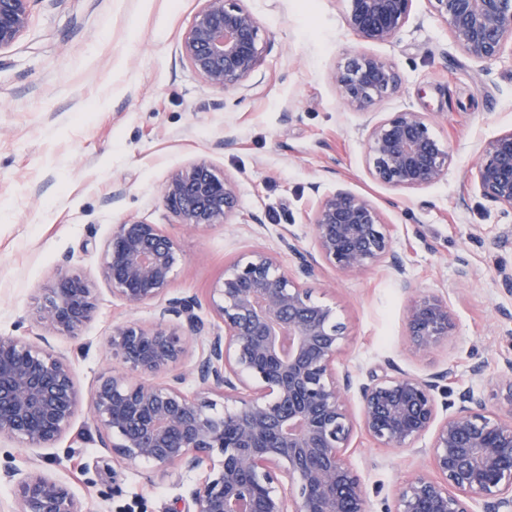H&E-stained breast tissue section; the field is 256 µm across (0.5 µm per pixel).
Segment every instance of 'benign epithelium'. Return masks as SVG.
Wrapping results in <instances>:
<instances>
[{
  "label": "benign epithelium",
  "mask_w": 512,
  "mask_h": 512,
  "mask_svg": "<svg viewBox=\"0 0 512 512\" xmlns=\"http://www.w3.org/2000/svg\"><path fill=\"white\" fill-rule=\"evenodd\" d=\"M34 0H0V49L27 28ZM245 0H204L184 33L181 53L213 89L232 92L260 65L261 24ZM413 0H347V27L368 42H390L408 22ZM463 54L498 56L512 34V0H429ZM331 79L343 104L367 117L365 157L377 183L418 191L441 181L452 160L447 143L421 112L376 120L370 107L398 91L400 79L383 57L356 53ZM480 194L512 212V132L487 140L474 175ZM161 196L187 232L228 224L236 213L235 181L205 158L167 176ZM316 254L288 244L295 269L254 250L224 269L210 305L223 323L205 337L199 384L233 412L184 389L171 371L186 337L170 327L182 319L195 334L204 324L192 297L173 298L145 327L115 328L110 344L120 369L98 381L90 412L96 431L112 438V458L130 468L149 461L203 475L167 512H370L367 491L348 456L356 430L384 448L411 449L432 433L429 454L439 478L421 470L399 487L396 512H512V379L489 396L453 392L454 371L425 376L369 372L359 385L360 408L349 407V375L336 374L346 327L336 311L313 299L302 279L324 262L357 277L386 262L410 291L406 324L421 350L453 335L447 300L413 289L393 249L389 225L370 199L345 188L320 197L310 217ZM186 258L157 224L127 218L103 248L102 276L127 307L162 298ZM95 310L93 285L62 271L37 310L46 328L73 333ZM450 384L448 414L438 417L436 391ZM80 401L73 368L61 353L26 337H0V441L48 447L71 428ZM14 512H84L64 484L30 469L17 483Z\"/></svg>",
  "instance_id": "7a95c632"
}]
</instances>
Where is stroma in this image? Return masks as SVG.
<instances>
[{
	"instance_id": "stroma-1",
	"label": "stroma",
	"mask_w": 512,
	"mask_h": 512,
	"mask_svg": "<svg viewBox=\"0 0 512 512\" xmlns=\"http://www.w3.org/2000/svg\"><path fill=\"white\" fill-rule=\"evenodd\" d=\"M259 19L265 53L238 90L209 87L181 54V39L202 0H34L26 31L0 50V336H24L64 353L81 401L70 430L53 446L0 443V512H10L14 477L31 461L66 484L84 512H163L199 475L149 463L119 466L90 420L98 377L118 367L113 330L151 325L155 304L137 309L114 297L101 275L112 228L132 216L173 236L186 257L169 296L195 297L206 328L224 269L255 250L294 259L282 244L314 251L309 217L318 198L343 186L383 211L413 288L447 299L456 329L429 351L405 324L408 291L386 268L346 278L320 265L314 296L346 326L340 367L354 382L392 361L426 375L454 366L458 388L489 393L512 357V214L484 198L474 180L482 141L512 131V36L490 60L467 58L429 0H413L393 41L370 43L347 27L343 0H245ZM385 58L401 84L373 110L428 117L452 161L439 183L401 192L376 183L365 161L360 114L344 108L331 74L349 53ZM207 158L238 184L230 223L184 231L164 205L169 172ZM469 276H461L459 259ZM96 288L91 318L73 334L34 317L58 269ZM380 448L355 432L349 458L371 512H394L407 474L431 471L426 452Z\"/></svg>"
}]
</instances>
